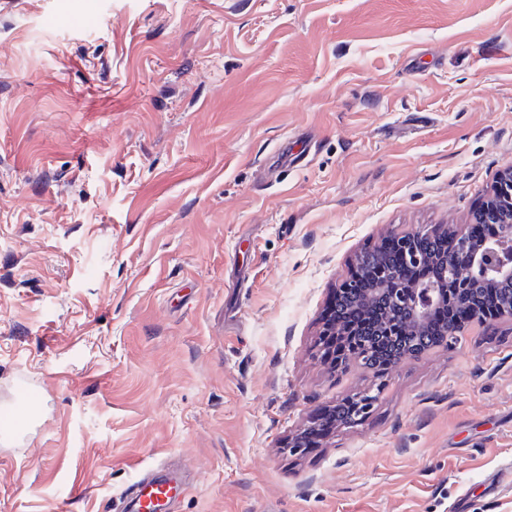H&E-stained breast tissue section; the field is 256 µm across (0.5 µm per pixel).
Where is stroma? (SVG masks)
<instances>
[{"mask_svg": "<svg viewBox=\"0 0 512 512\" xmlns=\"http://www.w3.org/2000/svg\"><path fill=\"white\" fill-rule=\"evenodd\" d=\"M509 164L512 0H0V512H512L511 322L384 382L319 336ZM377 399H378V394L371 393V392H365V393L357 395L355 400L352 401L356 404V406H355V412L351 415V417H350V413H351L352 409H350V408L349 409L348 408L340 409L339 413L341 414V417L343 419L348 418V419L344 420L342 423L346 424V425H351V424H356L359 421L365 419L370 414V412L373 408V405L377 401ZM167 467L150 468L140 473L120 500L122 512H170L172 505L190 487L182 476Z\"/></svg>", "mask_w": 512, "mask_h": 512, "instance_id": "obj_1", "label": "stroma"}]
</instances>
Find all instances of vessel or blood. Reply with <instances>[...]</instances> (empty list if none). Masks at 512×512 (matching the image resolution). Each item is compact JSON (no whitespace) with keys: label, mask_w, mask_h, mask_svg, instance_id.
I'll return each mask as SVG.
<instances>
[{"label":"vessel or blood","mask_w":512,"mask_h":512,"mask_svg":"<svg viewBox=\"0 0 512 512\" xmlns=\"http://www.w3.org/2000/svg\"><path fill=\"white\" fill-rule=\"evenodd\" d=\"M189 490L182 476L159 467L140 473L121 497V512H170Z\"/></svg>","instance_id":"vessel-or-blood-1"}]
</instances>
